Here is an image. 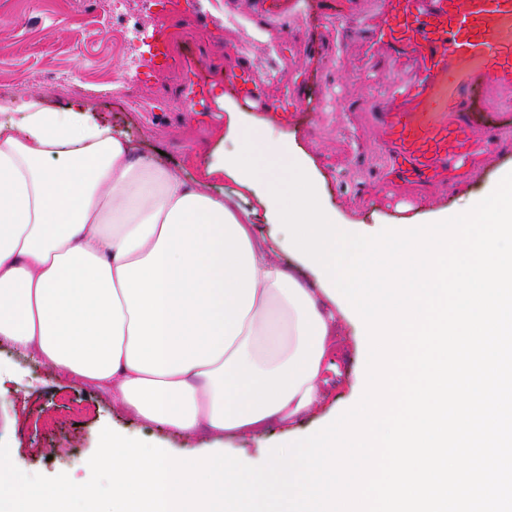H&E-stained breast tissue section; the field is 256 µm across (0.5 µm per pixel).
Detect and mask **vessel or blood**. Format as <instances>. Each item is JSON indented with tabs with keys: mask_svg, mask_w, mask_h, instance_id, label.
<instances>
[{
	"mask_svg": "<svg viewBox=\"0 0 512 512\" xmlns=\"http://www.w3.org/2000/svg\"><path fill=\"white\" fill-rule=\"evenodd\" d=\"M381 36L421 71L378 114L392 174L455 179L500 135L468 112L477 90L495 84L512 111V0H389Z\"/></svg>",
	"mask_w": 512,
	"mask_h": 512,
	"instance_id": "1",
	"label": "vessel or blood"
}]
</instances>
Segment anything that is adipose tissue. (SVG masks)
I'll return each mask as SVG.
<instances>
[{"instance_id":"obj_1","label":"adipose tissue","mask_w":512,"mask_h":512,"mask_svg":"<svg viewBox=\"0 0 512 512\" xmlns=\"http://www.w3.org/2000/svg\"><path fill=\"white\" fill-rule=\"evenodd\" d=\"M287 153L248 129L223 164L264 183ZM336 308L231 197L143 156L83 100H0V344L220 443L319 403Z\"/></svg>"}]
</instances>
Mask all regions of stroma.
Returning a JSON list of instances; mask_svg holds the SVG:
<instances>
[{
	"label": "stroma",
	"mask_w": 512,
	"mask_h": 512,
	"mask_svg": "<svg viewBox=\"0 0 512 512\" xmlns=\"http://www.w3.org/2000/svg\"><path fill=\"white\" fill-rule=\"evenodd\" d=\"M201 9L204 32L173 33V47L187 40L191 52L151 71L136 69L120 50L106 0H0V96L33 92L57 109L85 100L99 124L125 134L147 156L232 197L270 248L278 230L264 197L213 167L236 150L244 129L266 131L301 154L322 203L363 233L419 224L434 211L455 212L463 198H483L499 171L512 168V112L488 109L498 95L493 86L471 111L475 120L507 132L471 174L454 186L384 183L386 153L375 114L420 69L379 42L383 0H203ZM338 12L344 18L337 26L330 17ZM229 14L235 24H225ZM201 62L211 66L204 83L209 108L190 112L184 77ZM237 63L252 71L265 108H246L229 92L228 69ZM118 71L139 75L136 105L123 107L117 94H105ZM337 323L338 348L326 361L319 406L300 420L271 424L259 437L230 442L231 453L258 463L267 448L318 431L359 401L366 339L353 321L341 316ZM8 419L15 429L0 439L29 474L53 477L69 472L75 460H89L106 427L174 456L194 454L175 431L121 414L95 390L0 346V422Z\"/></svg>",
	"instance_id": "35a3bbf8"
}]
</instances>
